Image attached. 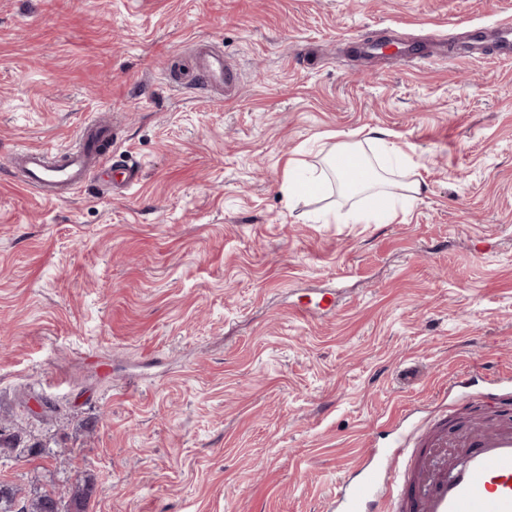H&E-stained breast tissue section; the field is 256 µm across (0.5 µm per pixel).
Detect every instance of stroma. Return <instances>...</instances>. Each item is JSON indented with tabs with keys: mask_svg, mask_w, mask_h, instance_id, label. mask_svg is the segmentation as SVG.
Returning a JSON list of instances; mask_svg holds the SVG:
<instances>
[{
	"mask_svg": "<svg viewBox=\"0 0 512 512\" xmlns=\"http://www.w3.org/2000/svg\"><path fill=\"white\" fill-rule=\"evenodd\" d=\"M512 0H0V421L58 458L0 482L89 512H326L386 423L497 424L466 369L512 368V59L422 64ZM229 97L180 81L199 44ZM112 144L74 193L18 183L19 144L98 113ZM383 129L417 163L390 224L359 197H288L293 152ZM139 169L126 193L115 166ZM310 307L308 319L297 317ZM201 79L209 89L220 87L224 95H230L236 83V73L224 60V53L209 47H202L197 53L193 80Z\"/></svg>",
	"mask_w": 512,
	"mask_h": 512,
	"instance_id": "1",
	"label": "stroma"
}]
</instances>
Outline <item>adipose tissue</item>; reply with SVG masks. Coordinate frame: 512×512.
Segmentation results:
<instances>
[{
    "label": "adipose tissue",
    "mask_w": 512,
    "mask_h": 512,
    "mask_svg": "<svg viewBox=\"0 0 512 512\" xmlns=\"http://www.w3.org/2000/svg\"><path fill=\"white\" fill-rule=\"evenodd\" d=\"M372 142L376 152L382 155L379 163H371L362 150L363 142ZM348 156L357 159L360 171L356 174H345L343 169L336 168V177H348L349 194H362L367 201L362 209L341 213L332 212L325 218L329 224H389L394 221L398 211L393 205L394 199L411 202L418 199L422 192L421 182L415 176L397 181L392 179V171L387 163L392 159H400L403 163H410V155L396 142L390 141L388 132L381 129L369 130L364 139H351L348 142L337 143L327 165L334 166L336 157Z\"/></svg>",
    "instance_id": "obj_1"
}]
</instances>
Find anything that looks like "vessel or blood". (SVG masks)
Wrapping results in <instances>:
<instances>
[{
    "label": "vessel or blood",
    "instance_id": "vessel-or-blood-1",
    "mask_svg": "<svg viewBox=\"0 0 512 512\" xmlns=\"http://www.w3.org/2000/svg\"><path fill=\"white\" fill-rule=\"evenodd\" d=\"M495 35L503 58H512V24L488 29L474 24L462 55L479 54L486 35ZM194 74L207 87L232 93L236 73L222 51L200 48ZM109 123L95 120L81 130L78 143L53 151L20 146L9 157L13 174L40 197L53 200L73 193L100 163L97 149L106 142ZM483 397L491 407L512 400V376L489 379ZM458 454L447 457V449ZM387 465L362 468L358 481L341 483L334 512H512V421L487 427L473 424L466 434L449 433L438 419L415 432L393 433Z\"/></svg>",
    "mask_w": 512,
    "mask_h": 512
}]
</instances>
